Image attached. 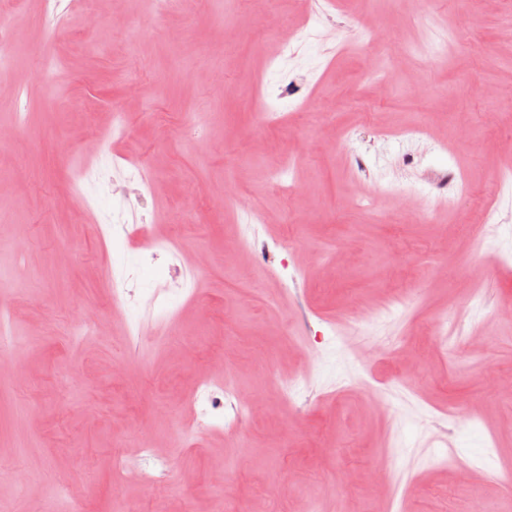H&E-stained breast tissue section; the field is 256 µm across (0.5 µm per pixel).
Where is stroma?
I'll use <instances>...</instances> for the list:
<instances>
[{
  "instance_id": "35a3bbf8",
  "label": "stroma",
  "mask_w": 512,
  "mask_h": 512,
  "mask_svg": "<svg viewBox=\"0 0 512 512\" xmlns=\"http://www.w3.org/2000/svg\"><path fill=\"white\" fill-rule=\"evenodd\" d=\"M111 5L91 36L76 12L50 36L43 0L0 13V120L25 114L0 146V355L22 371L0 373V512H512V400L483 384L512 377V0ZM91 112L125 113L101 148L158 172L141 213L172 255L117 237L94 179L69 193L99 167ZM280 242L296 281L267 272ZM443 312L474 338L452 355ZM378 341L419 365L388 378L361 353ZM219 385L261 410L199 424ZM148 445L160 480L126 482Z\"/></svg>"
}]
</instances>
